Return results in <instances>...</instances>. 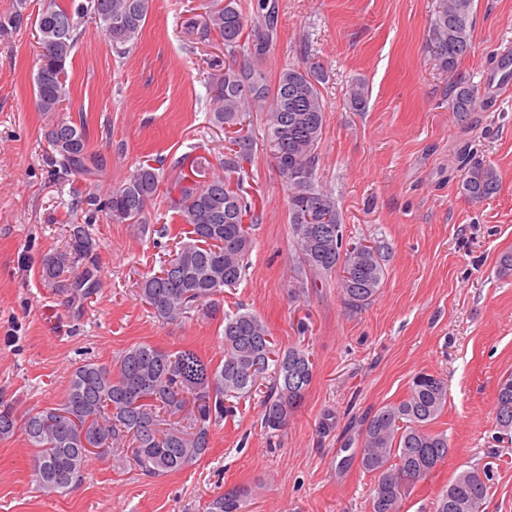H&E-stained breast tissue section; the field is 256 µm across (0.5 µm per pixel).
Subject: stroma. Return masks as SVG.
<instances>
[{"mask_svg": "<svg viewBox=\"0 0 512 512\" xmlns=\"http://www.w3.org/2000/svg\"><path fill=\"white\" fill-rule=\"evenodd\" d=\"M67 62L65 117L84 122L90 148L106 163L96 184L54 175L43 130L51 115L33 95L48 0H0V17L22 12L19 30L0 32V398L19 409L60 403L75 364L102 363L137 343L197 351L219 361L220 319L163 323L140 299L141 277L174 250L180 229L159 194L142 224L98 215L90 231L101 288L82 304L41 281V260L61 249L68 225L83 223L76 198L106 195L140 165L183 154L214 158L224 134L209 120V85L224 70V45L194 28L223 0H153L135 47L112 48L88 0ZM437 0H279L269 76L310 54L323 65L326 124L317 185L333 194L346 243L382 248L386 276L376 299L350 308L337 276L299 264L288 192L274 160L257 150L245 186L260 220L248 268L225 289L224 310L253 312L281 347L307 349L314 376L285 429L262 423L263 395L236 406L213 428L211 448L181 471L148 477L90 459L84 480L64 495L38 490L23 434L0 440V512H208L231 493L239 512H370L374 477L359 464L366 417L406 397L412 379L445 380L448 404L435 428L449 452L409 492L401 512H433L449 481L466 470L488 475L485 512H512V438L495 421L499 378L512 372V0H474L473 49L448 73L428 39ZM477 85L486 110L460 120L448 107L454 82ZM363 85L367 105L349 104ZM497 170L500 190L473 202L459 190L462 164ZM169 234H160V227Z\"/></svg>", "mask_w": 512, "mask_h": 512, "instance_id": "obj_1", "label": "stroma"}]
</instances>
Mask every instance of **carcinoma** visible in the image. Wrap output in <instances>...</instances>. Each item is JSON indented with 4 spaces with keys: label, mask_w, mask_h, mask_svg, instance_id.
I'll list each match as a JSON object with an SVG mask.
<instances>
[{
    "label": "carcinoma",
    "mask_w": 512,
    "mask_h": 512,
    "mask_svg": "<svg viewBox=\"0 0 512 512\" xmlns=\"http://www.w3.org/2000/svg\"><path fill=\"white\" fill-rule=\"evenodd\" d=\"M152 0H91L112 46L130 50L147 21ZM473 0H438L428 37L439 67L453 70L472 49ZM36 24L41 35L34 76L35 104L40 112L63 111L67 100L66 63L78 41L72 11L57 3L42 10ZM205 35L215 33L224 45V73L212 86L210 122L224 130L228 146L217 158L216 170L192 161V175L179 174L171 199L184 239L159 271L142 276L139 296L163 323L200 312L224 324L222 357L217 364L192 349L166 351L139 343L107 365L85 360L71 372L61 403L27 411L0 401V439L22 431L36 449L33 471L39 487L64 494L81 481L90 455L85 448H106L97 455L116 464H134L149 477L178 472L202 459L211 444V428L232 412L230 399H246L268 382L264 396L265 427L280 431L305 399L314 362L298 347L280 348L266 323L256 314L237 309L221 313L219 297L245 274L252 246L250 227L259 215L244 188V163L257 146L254 117L264 121V145L288 184V214L295 250L302 266L319 277L340 272L339 288L355 308L370 304L385 278L380 248L362 243L343 247L342 218L336 198L318 187L313 170L326 122L320 84L324 68L305 57L269 81L265 62L277 38L278 0H255L253 13L224 0L201 21ZM477 86L457 81L449 108L458 118L486 107ZM55 172L96 177L103 171L100 155L89 150L86 128L64 117L45 129ZM161 168L140 166L123 184L104 197L90 195L77 204L103 212L116 224H141L148 203L160 193ZM462 193L487 200L500 190L495 169L482 163L465 168ZM98 243L85 224L69 225L67 245L45 255L44 283L79 303L100 287L94 260ZM132 385L146 387L151 402L128 401ZM448 402L445 382L421 373L407 397L378 409L366 423L360 464L374 474L371 512H400L408 490L448 456V436L430 425ZM495 420L512 430V375L498 382ZM488 492L487 475L462 472L438 495L434 512H482ZM209 512H239L234 495L218 496Z\"/></svg>",
    "instance_id": "1"
}]
</instances>
